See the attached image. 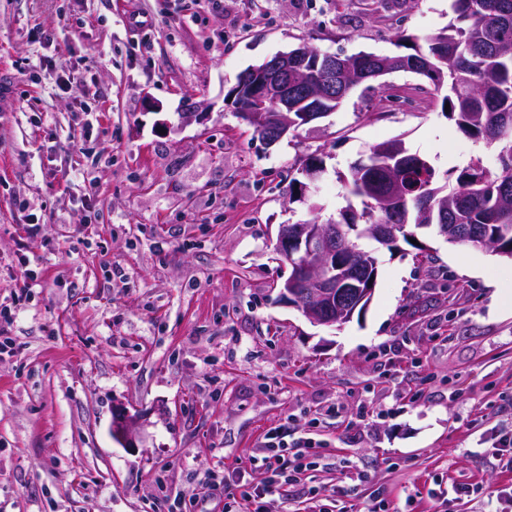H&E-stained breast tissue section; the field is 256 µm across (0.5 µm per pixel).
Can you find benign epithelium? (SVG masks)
I'll return each mask as SVG.
<instances>
[{
  "instance_id": "benign-epithelium-1",
  "label": "benign epithelium",
  "mask_w": 512,
  "mask_h": 512,
  "mask_svg": "<svg viewBox=\"0 0 512 512\" xmlns=\"http://www.w3.org/2000/svg\"><path fill=\"white\" fill-rule=\"evenodd\" d=\"M324 59L325 79L317 82L318 95L336 98V68L341 57L321 53L308 44L266 58L252 68L259 76L252 104L240 113L250 127L266 134L273 143L290 130L288 104L303 105L314 94L300 82L313 66V56ZM277 252L292 267L281 288V297L298 308L313 324L332 327L349 322L356 311L370 303L374 289L366 285L368 269L354 261L348 236L334 224H284L276 243ZM137 417L120 407L112 418V436L128 442Z\"/></svg>"
}]
</instances>
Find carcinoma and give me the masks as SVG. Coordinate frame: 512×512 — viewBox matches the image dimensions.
<instances>
[{"mask_svg":"<svg viewBox=\"0 0 512 512\" xmlns=\"http://www.w3.org/2000/svg\"><path fill=\"white\" fill-rule=\"evenodd\" d=\"M448 26L417 36L400 34L410 52L383 55L374 69L394 72L408 64L443 93L448 118L465 136L497 150L492 172L471 161L455 177L440 179L425 158L399 139L371 147L367 159L341 175L359 211L349 209L334 224L351 247L368 224H404L405 243L420 224H445L451 245L464 244L512 259V0H451Z\"/></svg>","mask_w":512,"mask_h":512,"instance_id":"1","label":"carcinoma"}]
</instances>
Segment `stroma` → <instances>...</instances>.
Segmentation results:
<instances>
[{"label":"stroma","mask_w":512,"mask_h":512,"mask_svg":"<svg viewBox=\"0 0 512 512\" xmlns=\"http://www.w3.org/2000/svg\"><path fill=\"white\" fill-rule=\"evenodd\" d=\"M143 12L147 27L128 18ZM450 0H0V512H224L196 472L257 483L270 433L323 457L310 485H349L414 512H480L435 480L512 482L489 452L512 432V260L434 233L378 259L367 309L312 324L279 298L280 225L338 218L341 179L402 140L438 172L496 153L457 131L423 76H385L268 146L227 97L237 75L306 42L394 55L398 32L447 26ZM68 73L83 90L62 92ZM99 163L82 175L86 154ZM306 197L288 185L309 158ZM92 193L95 211L78 194ZM37 219L35 237L27 222ZM41 280L28 300L16 244ZM138 415L134 447L114 409ZM137 423V417L131 415L125 408H117L112 418V436L120 442L132 440V434Z\"/></svg>","instance_id":"1"}]
</instances>
